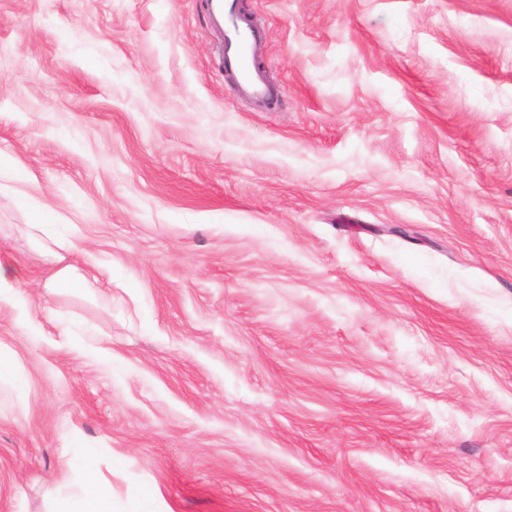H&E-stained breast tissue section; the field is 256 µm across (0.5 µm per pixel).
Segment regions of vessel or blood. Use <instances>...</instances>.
<instances>
[{"instance_id": "1", "label": "vessel or blood", "mask_w": 512, "mask_h": 512, "mask_svg": "<svg viewBox=\"0 0 512 512\" xmlns=\"http://www.w3.org/2000/svg\"><path fill=\"white\" fill-rule=\"evenodd\" d=\"M203 6L220 36L219 54L226 80L242 99L260 108L268 107L278 92L252 63L260 31L239 22L237 0H203Z\"/></svg>"}]
</instances>
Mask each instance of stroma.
I'll use <instances>...</instances> for the list:
<instances>
[{
	"mask_svg": "<svg viewBox=\"0 0 512 512\" xmlns=\"http://www.w3.org/2000/svg\"><path fill=\"white\" fill-rule=\"evenodd\" d=\"M0 0V512H512V0ZM76 267L87 291L45 279ZM202 1L212 27L220 36L219 55L223 57L226 80L242 99L259 108L268 107L278 90L271 87L265 74L252 63L261 32L239 22L238 0ZM22 199L24 203H28L34 208V224H28L30 235L34 239L40 241L43 238H48L53 241H57L58 239L63 238L57 232V224H49L48 217L42 205H40L32 196L27 193H23ZM17 279L14 271L0 263V304H8L18 311L21 319L27 318V304L24 298L18 293L16 287ZM78 466L83 474L80 493L68 499L64 510L58 512H112L107 494L98 482V465L92 456L79 459Z\"/></svg>",
	"mask_w": 512,
	"mask_h": 512,
	"instance_id": "1",
	"label": "stroma"
}]
</instances>
